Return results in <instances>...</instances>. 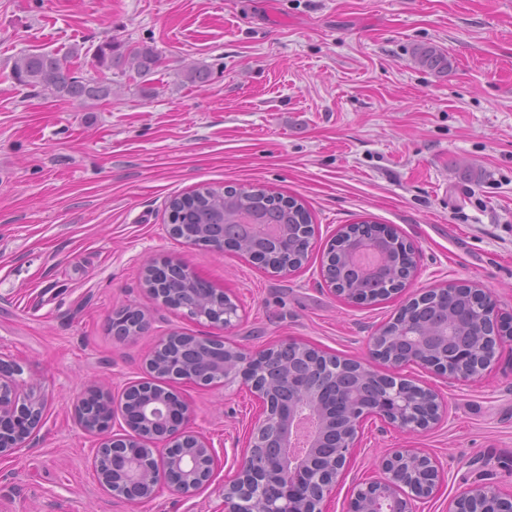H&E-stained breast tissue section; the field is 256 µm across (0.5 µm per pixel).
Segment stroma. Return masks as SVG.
Listing matches in <instances>:
<instances>
[{
  "label": "stroma",
  "mask_w": 512,
  "mask_h": 512,
  "mask_svg": "<svg viewBox=\"0 0 512 512\" xmlns=\"http://www.w3.org/2000/svg\"><path fill=\"white\" fill-rule=\"evenodd\" d=\"M109 40L160 52L159 96L130 82L83 106L11 77L25 52L94 73ZM430 44L446 70L415 62ZM188 63L206 66L208 82L181 81ZM202 183L302 197L316 229L308 263L274 276L169 236L170 197ZM363 219L414 245L410 294L473 284L512 314V0H0V357L50 402L29 447L0 461V512H224L258 412L239 383L181 386L224 465L194 496L164 490L144 504L99 487L95 441L72 403L89 386L117 395L141 378L156 336L210 334L146 294L145 266L167 258L235 297L236 344L292 336L367 360L368 337L401 298L352 305L320 276L328 242ZM124 304L149 327L119 341L110 318ZM405 374L440 393L446 416L423 433L367 422L349 479L374 472L386 449L413 447L446 474L418 512H448L477 480L512 488V346L476 382Z\"/></svg>",
  "instance_id": "stroma-1"
}]
</instances>
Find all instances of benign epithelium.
Wrapping results in <instances>:
<instances>
[{
	"instance_id": "benign-epithelium-1",
	"label": "benign epithelium",
	"mask_w": 512,
	"mask_h": 512,
	"mask_svg": "<svg viewBox=\"0 0 512 512\" xmlns=\"http://www.w3.org/2000/svg\"><path fill=\"white\" fill-rule=\"evenodd\" d=\"M397 234L383 224L373 235L353 240L341 262L352 265L365 253L378 272L391 255ZM222 253L235 249L226 237L184 238ZM150 276L185 278L196 288H170L168 295L146 282L147 292L184 316L219 330L238 319V305L222 289L202 280L185 263L164 260L146 268ZM329 291L349 303L366 305L369 288H338L321 269ZM466 296L462 317L442 307V298ZM113 338L125 340L147 328L144 313L126 305L111 317ZM512 341V318L500 314L486 288L472 285L429 288L401 305L386 326L368 337L370 361L340 359L299 338L259 350L224 336L172 331L156 339L146 357L147 376L129 381L116 400L91 390L73 402L77 425L97 438L91 464L98 484L122 502L145 503L165 488L189 497L209 484L220 466L212 440L194 426L191 404L177 390L237 379L261 403L241 450L235 474L224 482V512H326L347 478L364 422L376 418L408 433L435 427L446 414L431 387L401 375L416 364L450 383L474 382L492 371L503 345ZM167 351L159 360L156 351ZM18 370L0 358V459H12L42 429L48 400L38 384L16 378ZM372 478L352 483L347 512H415L445 480L437 459L422 448H390ZM450 512H512V491L477 481L453 500Z\"/></svg>"
}]
</instances>
